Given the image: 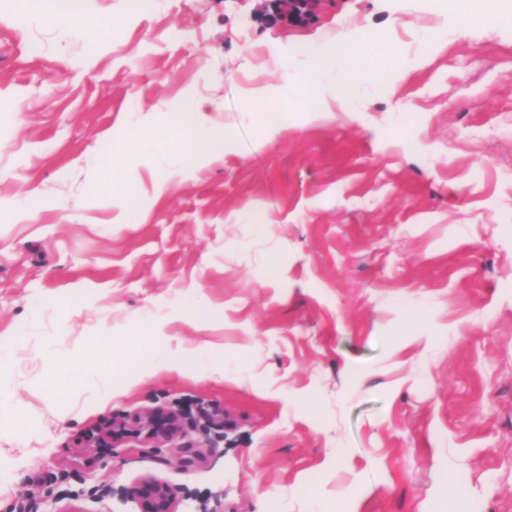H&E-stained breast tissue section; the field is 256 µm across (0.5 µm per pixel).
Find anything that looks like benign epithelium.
Listing matches in <instances>:
<instances>
[{
  "label": "benign epithelium",
  "mask_w": 512,
  "mask_h": 512,
  "mask_svg": "<svg viewBox=\"0 0 512 512\" xmlns=\"http://www.w3.org/2000/svg\"><path fill=\"white\" fill-rule=\"evenodd\" d=\"M279 11L289 17L307 18L312 0H273ZM185 429L183 414L165 407H155L141 413L114 417L102 424L87 441L98 448H120L130 440L158 448L178 437ZM122 499L132 500L140 512H179V500L164 482L142 477L122 492Z\"/></svg>",
  "instance_id": "benign-epithelium-1"
}]
</instances>
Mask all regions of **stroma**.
<instances>
[{"instance_id":"1","label":"stroma","mask_w":512,"mask_h":512,"mask_svg":"<svg viewBox=\"0 0 512 512\" xmlns=\"http://www.w3.org/2000/svg\"><path fill=\"white\" fill-rule=\"evenodd\" d=\"M29 5L0 0V512H138L119 491L145 476L180 512H512V0L459 36L448 0H318L303 22L70 0L24 27ZM372 28L440 37L311 108L308 49ZM267 94L275 133L250 110ZM193 97L214 151L183 157L154 113ZM116 145L135 195L100 168ZM154 331L179 367L157 370ZM116 347L104 398L45 364ZM157 406L184 435L83 446Z\"/></svg>"}]
</instances>
